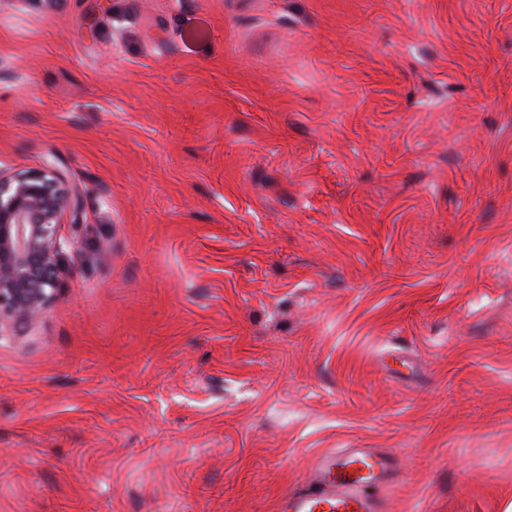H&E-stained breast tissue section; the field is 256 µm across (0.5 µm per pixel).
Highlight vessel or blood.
<instances>
[{"label":"vessel or blood","mask_w":512,"mask_h":512,"mask_svg":"<svg viewBox=\"0 0 512 512\" xmlns=\"http://www.w3.org/2000/svg\"><path fill=\"white\" fill-rule=\"evenodd\" d=\"M397 467V456L369 448L329 449L316 456L305 487L280 495L276 512H384L377 491Z\"/></svg>","instance_id":"b4317fda"}]
</instances>
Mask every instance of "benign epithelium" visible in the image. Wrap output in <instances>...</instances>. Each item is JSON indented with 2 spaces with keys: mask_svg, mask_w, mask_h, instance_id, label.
<instances>
[{
  "mask_svg": "<svg viewBox=\"0 0 512 512\" xmlns=\"http://www.w3.org/2000/svg\"><path fill=\"white\" fill-rule=\"evenodd\" d=\"M82 196L48 162L36 170L0 169V335L41 319L56 297L60 259L78 253L60 234L65 212L80 216Z\"/></svg>",
  "mask_w": 512,
  "mask_h": 512,
  "instance_id": "1",
  "label": "benign epithelium"
}]
</instances>
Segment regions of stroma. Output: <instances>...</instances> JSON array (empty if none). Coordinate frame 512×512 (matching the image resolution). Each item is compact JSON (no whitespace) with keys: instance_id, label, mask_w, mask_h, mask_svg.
I'll use <instances>...</instances> for the list:
<instances>
[{"instance_id":"stroma-1","label":"stroma","mask_w":512,"mask_h":512,"mask_svg":"<svg viewBox=\"0 0 512 512\" xmlns=\"http://www.w3.org/2000/svg\"><path fill=\"white\" fill-rule=\"evenodd\" d=\"M84 199L0 338V512H512V0H0V166ZM398 457L370 448L329 449L316 456L308 484L284 491L277 512H383L376 490L396 474Z\"/></svg>"}]
</instances>
